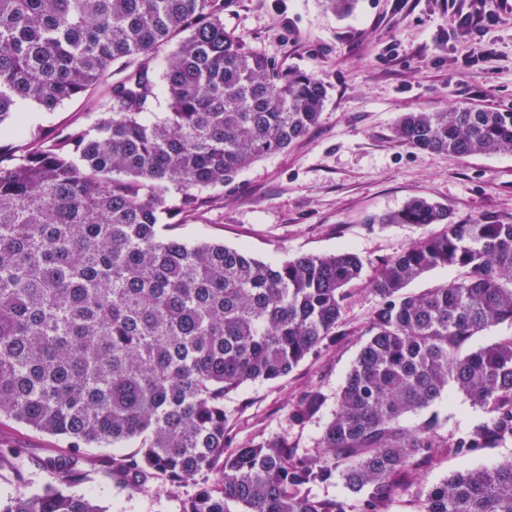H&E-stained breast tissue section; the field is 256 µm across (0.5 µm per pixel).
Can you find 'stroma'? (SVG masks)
<instances>
[{
  "label": "stroma",
  "instance_id": "35a3bbf8",
  "mask_svg": "<svg viewBox=\"0 0 512 512\" xmlns=\"http://www.w3.org/2000/svg\"><path fill=\"white\" fill-rule=\"evenodd\" d=\"M224 26L279 68L305 71L324 83L328 99L319 123L297 144L268 155L216 190L207 208L162 216L183 240L245 249L273 264L303 254L340 250L363 260L341 315L339 340L305 358L287 376L257 381L224 401L229 448L285 436L310 451L320 444L336 394L363 342L375 305L368 281L382 262L429 234L417 224H386L383 216L423 197L461 219L483 213L512 219V154L454 158L397 142L392 128L406 112L476 106L512 112V12L482 33L475 68L448 49V13L463 0H355L337 15L325 0H222ZM86 98L46 112L27 104L30 131L86 123ZM320 389L325 403L309 422L289 412L301 395ZM441 435H459L488 416L455 390L430 407ZM0 446L21 449L30 463L62 450L56 437L0 421ZM92 483L105 512H180L178 499L154 484L129 495L111 479L107 449L93 448ZM512 458V442L465 455L432 449L426 464L403 477L386 512H416L417 498L453 472Z\"/></svg>",
  "mask_w": 512,
  "mask_h": 512
}]
</instances>
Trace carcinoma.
<instances>
[{
    "instance_id": "obj_1",
    "label": "carcinoma",
    "mask_w": 512,
    "mask_h": 512,
    "mask_svg": "<svg viewBox=\"0 0 512 512\" xmlns=\"http://www.w3.org/2000/svg\"><path fill=\"white\" fill-rule=\"evenodd\" d=\"M169 48L163 65L154 64ZM92 99L83 125L27 137L16 104L46 112ZM327 89L280 70L224 29L220 0H0V419L63 438L65 453L26 472L0 448V512H105L84 449L110 447L130 492L158 481L184 490L180 512H350L311 493L341 479L381 512L430 449L458 454L512 441V336L463 354L473 336L512 324V220L455 219L409 200L388 224L440 230L384 262L366 341L336 394L315 453L284 436L227 451L224 399L289 374L336 339L354 252L266 263L240 248L159 231L194 214L211 190L317 124ZM394 138L457 157L512 153V112L458 106L407 112ZM460 280L407 294L438 266ZM491 422L439 434L430 407L448 383ZM303 394L291 421L322 408ZM417 512H512V459L431 487Z\"/></svg>"
}]
</instances>
